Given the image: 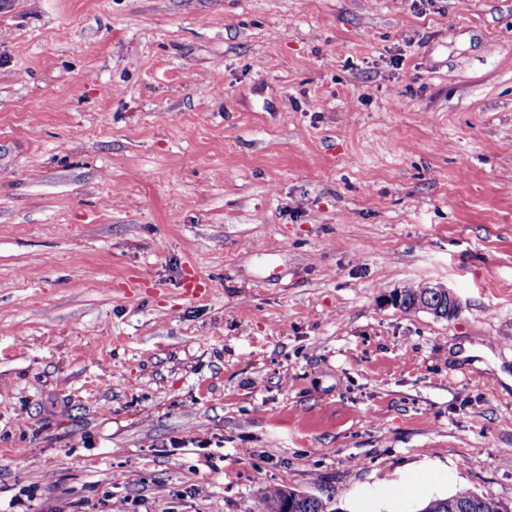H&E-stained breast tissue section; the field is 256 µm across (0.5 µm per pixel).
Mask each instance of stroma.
I'll return each mask as SVG.
<instances>
[{"mask_svg": "<svg viewBox=\"0 0 512 512\" xmlns=\"http://www.w3.org/2000/svg\"><path fill=\"white\" fill-rule=\"evenodd\" d=\"M467 342L512 371V0H0V512L512 510ZM425 288L419 286L404 288L401 290L403 301L413 300L415 297L424 294L429 289L427 295L422 299L413 301L410 305L412 311H428L437 318L448 319L453 317L460 308L457 295L446 286L439 283H426ZM404 311H410L409 308H400ZM502 509L500 503L493 498L464 492L429 498L418 505L417 512H501Z\"/></svg>", "mask_w": 512, "mask_h": 512, "instance_id": "obj_1", "label": "stroma"}]
</instances>
